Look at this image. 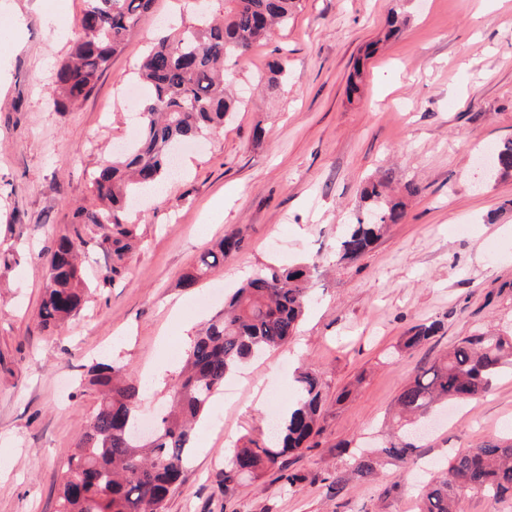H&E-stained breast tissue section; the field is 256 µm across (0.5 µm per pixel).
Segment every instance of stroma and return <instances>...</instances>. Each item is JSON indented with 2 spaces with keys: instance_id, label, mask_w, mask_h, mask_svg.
Listing matches in <instances>:
<instances>
[{
  "instance_id": "obj_1",
  "label": "stroma",
  "mask_w": 512,
  "mask_h": 512,
  "mask_svg": "<svg viewBox=\"0 0 512 512\" xmlns=\"http://www.w3.org/2000/svg\"><path fill=\"white\" fill-rule=\"evenodd\" d=\"M85 6L0 0V256L18 259L0 265V512H57L70 451L98 405L80 384L91 365L145 378L163 356L180 368L185 327L219 315L250 273L300 262L311 266L312 301L296 335L225 382L195 426L166 512H416L419 478L398 463L337 493L326 478L388 435L418 368L474 330L512 331V177L484 182L475 165L482 147L512 138V0H301L286 28L229 63L243 95L232 119L186 143L180 177L130 212L139 245L126 274L103 284L112 255L88 248L84 310L45 330L46 249L76 207L94 204L103 156L139 128L143 53L164 24L191 21L196 2L153 0L91 95L59 112L47 104L51 77ZM394 12L407 19L401 35L366 55ZM276 60L284 73L271 89ZM383 170L395 193L410 182L420 192L368 253L339 260L362 188ZM231 230L244 249L182 287ZM434 321L437 336L398 352L408 329ZM303 365L318 373L326 405L319 447L286 461L301 482L285 486L269 469L225 496V451L266 442L267 408L291 404ZM508 421L511 372L454 406L414 456L430 469L449 451L512 439Z\"/></svg>"
}]
</instances>
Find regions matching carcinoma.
<instances>
[{"instance_id":"cac0c4a2","label":"carcinoma","mask_w":512,"mask_h":512,"mask_svg":"<svg viewBox=\"0 0 512 512\" xmlns=\"http://www.w3.org/2000/svg\"><path fill=\"white\" fill-rule=\"evenodd\" d=\"M220 16L209 0H200L194 23L157 39L138 65V77L150 91L140 133L99 164L91 188L99 200L81 207L67 231L50 248L46 284L39 306L40 322L56 327L78 314L85 303L79 247L95 231L112 254L102 274L113 282L126 273L125 257L133 248L137 225L127 213L132 201L169 173L171 160L187 140L213 134L237 106L225 65L247 55L277 27L294 17L300 0H221ZM152 0H87L70 57L57 68L49 104L71 109L83 102L112 64ZM498 171L512 174V139L496 148ZM391 175L382 173L362 191L369 219L350 225L339 246V260H355L368 252L390 224L406 217L405 203L388 193ZM244 239L232 231L199 259L197 277L239 252ZM308 271L303 267H268L255 273L225 302L224 316L210 322L191 341L181 370L171 384L169 410L155 425L152 439L141 442L136 408L143 383L123 369L98 362L88 384L99 403L73 448L70 470L59 488L58 512H165L169 495L182 482L194 425L205 414L226 377L246 360L288 343L310 304ZM438 332L436 324L411 328L402 347L412 349ZM512 368V339L476 331L458 340L443 357L418 371L396 399L398 424L404 435L382 448L353 455L352 472L376 477L384 461L409 460L426 419L441 403L487 394L497 377ZM292 410L280 415L276 438L263 446L227 453L221 484L234 492L246 477L275 468L288 487L302 480L287 471L286 457L314 447L321 433L323 388L311 368L294 377ZM469 493L498 502L512 498V443L486 440L448 455L441 475L420 492L418 512H463Z\"/></svg>"}]
</instances>
